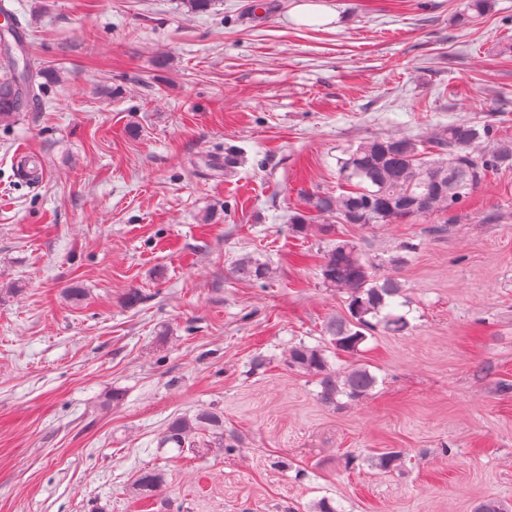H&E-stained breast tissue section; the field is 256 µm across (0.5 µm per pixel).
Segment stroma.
<instances>
[{
    "mask_svg": "<svg viewBox=\"0 0 512 512\" xmlns=\"http://www.w3.org/2000/svg\"><path fill=\"white\" fill-rule=\"evenodd\" d=\"M299 2L10 0L51 81L41 111L0 125V512L512 505V168L449 213L289 230L308 194L343 191L337 160L364 139L472 120L512 141V0H318L329 24L297 22ZM339 239L404 284L412 328L332 358L377 378L336 410L285 359L347 315L320 276ZM246 255L270 279L236 280ZM211 407L239 449L158 447ZM388 448L404 466L371 468ZM154 468L167 484L144 506L131 485Z\"/></svg>",
    "mask_w": 512,
    "mask_h": 512,
    "instance_id": "1",
    "label": "stroma"
}]
</instances>
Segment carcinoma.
<instances>
[{
	"mask_svg": "<svg viewBox=\"0 0 512 512\" xmlns=\"http://www.w3.org/2000/svg\"><path fill=\"white\" fill-rule=\"evenodd\" d=\"M0 16L7 24L5 33L22 54L16 60L0 61V123L8 124L16 113L40 101L50 75L35 68L33 56L23 49L22 27L5 0H0ZM338 163L340 174L353 189L338 196L314 195L309 198L310 207L321 215H336L342 224H393L456 208L487 173L512 167V141H492L487 124L458 121L436 134L429 151L416 138H371L346 151ZM320 271L325 285L350 298L348 317L328 327L333 354L357 352L368 331L402 335L410 329L407 315L399 311L410 304L406 289L398 280L378 275V265L364 256L356 242H337L324 255ZM235 275L263 282L271 270L244 258L236 265ZM286 364L312 377L320 387L319 400L334 408L341 405V396L351 403L362 400L377 383L366 367L340 372L332 367L326 350L301 342L288 349ZM168 445L181 451L233 449L239 447V439L232 432L224 434V412L210 408L192 417L170 419L159 441L161 448ZM401 459L402 452L390 449L369 458V464L389 472L398 468ZM165 485L164 471H140L132 483L133 496L138 501L152 499Z\"/></svg>",
	"mask_w": 512,
	"mask_h": 512,
	"instance_id": "carcinoma-1",
	"label": "carcinoma"
}]
</instances>
